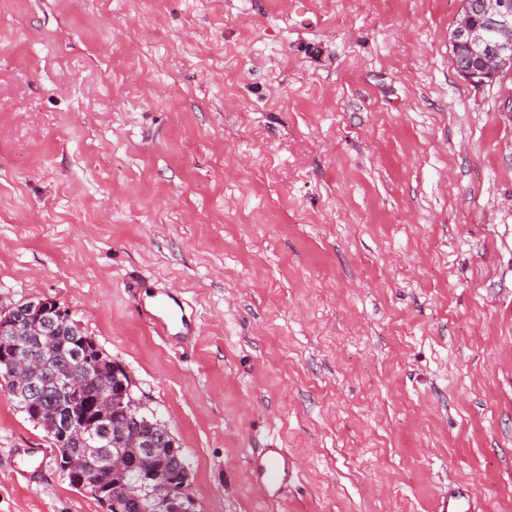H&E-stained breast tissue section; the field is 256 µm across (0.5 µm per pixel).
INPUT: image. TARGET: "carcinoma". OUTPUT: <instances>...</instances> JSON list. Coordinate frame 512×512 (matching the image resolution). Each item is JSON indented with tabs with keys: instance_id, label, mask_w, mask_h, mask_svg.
Listing matches in <instances>:
<instances>
[{
	"instance_id": "carcinoma-1",
	"label": "carcinoma",
	"mask_w": 512,
	"mask_h": 512,
	"mask_svg": "<svg viewBox=\"0 0 512 512\" xmlns=\"http://www.w3.org/2000/svg\"><path fill=\"white\" fill-rule=\"evenodd\" d=\"M41 329L50 332L44 341L52 345V356L32 370L40 395L32 398L22 390L13 396L28 417L52 439L58 451V465L68 474L70 483L105 505L107 512H116L113 504L122 502L127 478L100 465V450L119 447L114 436L118 430L130 435L149 425L158 426L160 422L154 414L137 406L132 408L129 399L121 398L115 375L121 370L120 364L100 349L70 314H54V319L41 323ZM87 369L95 372L89 383L69 394L59 390L58 376ZM104 388L109 390L112 402L102 410L96 406V400ZM104 425L107 426L106 436L99 449L76 441L70 446L60 443L61 434L71 427L96 432ZM185 466L186 458L179 447H163L154 461L155 469L161 471L174 488L179 503L195 512L189 484L183 482L181 474Z\"/></svg>"
}]
</instances>
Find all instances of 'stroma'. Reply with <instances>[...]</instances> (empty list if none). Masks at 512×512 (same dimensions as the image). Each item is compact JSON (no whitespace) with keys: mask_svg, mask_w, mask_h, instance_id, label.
I'll return each instance as SVG.
<instances>
[{"mask_svg":"<svg viewBox=\"0 0 512 512\" xmlns=\"http://www.w3.org/2000/svg\"><path fill=\"white\" fill-rule=\"evenodd\" d=\"M460 8L0 0V310L128 371L196 512H512V68L459 75ZM0 512H107L3 386ZM175 306L167 301L155 302L151 305L150 317L162 336L170 337L174 331L179 327H184L186 324L185 307L181 300L174 302ZM296 461L285 448H263L249 462L253 484L268 500H279L293 477ZM437 512H474L469 498L463 492L443 494L437 504Z\"/></svg>","mask_w":512,"mask_h":512,"instance_id":"1","label":"stroma"}]
</instances>
